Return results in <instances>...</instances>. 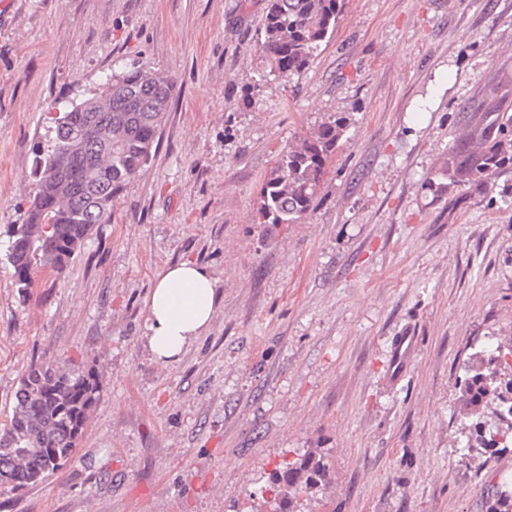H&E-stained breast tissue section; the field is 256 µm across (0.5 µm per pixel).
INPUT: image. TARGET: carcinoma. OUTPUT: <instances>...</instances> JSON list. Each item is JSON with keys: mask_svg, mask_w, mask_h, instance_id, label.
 <instances>
[{"mask_svg": "<svg viewBox=\"0 0 512 512\" xmlns=\"http://www.w3.org/2000/svg\"><path fill=\"white\" fill-rule=\"evenodd\" d=\"M343 0H270L260 48L283 76L299 75L336 30ZM112 104L94 112L90 96L70 102L54 117V136L36 149L32 176L36 190L21 224L9 231L7 259L23 294L40 270L63 271L95 225L112 219L115 199L152 160L173 84L132 69L112 74ZM346 128L330 114L307 137L282 152L263 180L255 224H299L314 208L325 174ZM512 170V100L508 94L484 100L469 113L455 144L428 187L443 194L453 185L475 193L489 190ZM495 351L479 352L460 380L465 414L473 433L488 448L495 427L484 420L488 400L512 413V380L491 381ZM100 399L94 371H60L32 363L15 395L8 426L0 430V474L24 487L68 462L92 408ZM328 465L313 455L284 462L270 476L281 497V512L293 497L323 485ZM487 512H512V495L496 490Z\"/></svg>", "mask_w": 512, "mask_h": 512, "instance_id": "1", "label": "carcinoma"}]
</instances>
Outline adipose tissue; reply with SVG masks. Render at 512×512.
Segmentation results:
<instances>
[{"instance_id":"ef3b65f1","label":"adipose tissue","mask_w":512,"mask_h":512,"mask_svg":"<svg viewBox=\"0 0 512 512\" xmlns=\"http://www.w3.org/2000/svg\"><path fill=\"white\" fill-rule=\"evenodd\" d=\"M218 298L217 282L204 266L184 261L162 271L147 301L146 340L154 358L178 360L209 330Z\"/></svg>"}]
</instances>
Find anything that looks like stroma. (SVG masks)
<instances>
[{"mask_svg":"<svg viewBox=\"0 0 512 512\" xmlns=\"http://www.w3.org/2000/svg\"><path fill=\"white\" fill-rule=\"evenodd\" d=\"M268 0H0V428L31 363L93 369L72 461L0 512H262L269 476L329 466L294 512H485L512 443L468 445L456 385L512 353V172L435 197L463 113L512 91V0H345L309 68L272 72ZM170 79L157 152L63 272L19 293L8 231L35 191L55 109L112 70ZM348 127L301 224L252 214L280 153ZM218 283L209 330L163 364L144 337L166 266ZM414 328L405 375L390 347Z\"/></svg>","mask_w":512,"mask_h":512,"instance_id":"stroma-1","label":"stroma"}]
</instances>
